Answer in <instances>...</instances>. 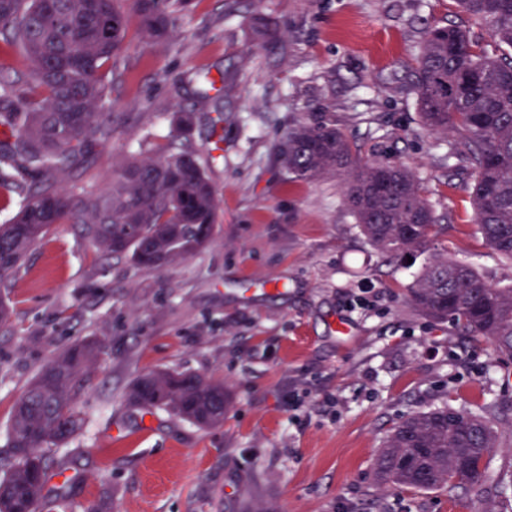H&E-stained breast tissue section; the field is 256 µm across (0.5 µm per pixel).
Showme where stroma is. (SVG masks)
Listing matches in <instances>:
<instances>
[{
  "label": "stroma",
  "mask_w": 512,
  "mask_h": 512,
  "mask_svg": "<svg viewBox=\"0 0 512 512\" xmlns=\"http://www.w3.org/2000/svg\"><path fill=\"white\" fill-rule=\"evenodd\" d=\"M449 23L486 33L454 0H191L166 39L129 32L100 105L112 137L58 185L105 192L125 157L157 155L185 109L181 141L208 161L217 221L206 247L163 269L100 250L79 224L29 249L0 325V457L34 376L71 344L99 345L75 399L84 426L56 452L43 512H512V357L405 300L433 252L512 287V262L474 222L470 178L448 169L450 138L428 131L402 85L428 27ZM302 120L334 121L363 159L420 175L441 218L429 251L385 260L341 178L287 179L274 148ZM159 369L223 381V423L130 405L133 380ZM444 404L492 423L482 489L379 490L390 426Z\"/></svg>",
  "instance_id": "35a3bbf8"
}]
</instances>
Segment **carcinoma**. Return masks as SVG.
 <instances>
[{"instance_id": "obj_1", "label": "carcinoma", "mask_w": 512, "mask_h": 512, "mask_svg": "<svg viewBox=\"0 0 512 512\" xmlns=\"http://www.w3.org/2000/svg\"><path fill=\"white\" fill-rule=\"evenodd\" d=\"M0 0V48L31 62L25 75L0 70V187L25 191L10 224H0V288L26 252L55 224H82L102 250L129 253L162 269L211 240L218 203L204 166L170 141L153 159L126 158L112 172V192L57 190L55 174L81 165L89 140H107L112 126L97 104L111 91L112 60L131 25L163 39L189 0ZM486 24L503 47L485 45L456 25L430 28L408 70L407 90L424 125L452 131L448 152L464 156L473 174L475 221L485 243L512 260V0H456ZM292 179L345 177L344 202L362 235L382 254L422 250L440 217L424 196L419 176L390 161L368 162L334 123L295 126L275 148ZM408 303L435 323L451 322L467 335L512 356V287L494 288L468 264L446 254L430 258L409 289ZM93 342L59 352L17 401L9 427L11 460L0 463V512H37L47 500L54 448L83 427L74 409L77 386L97 358ZM127 401L193 423L224 421V383L193 372L139 375ZM496 447L485 417L448 405L417 412L394 424L379 453L376 481L397 489L458 490L481 485L482 464Z\"/></svg>"}]
</instances>
